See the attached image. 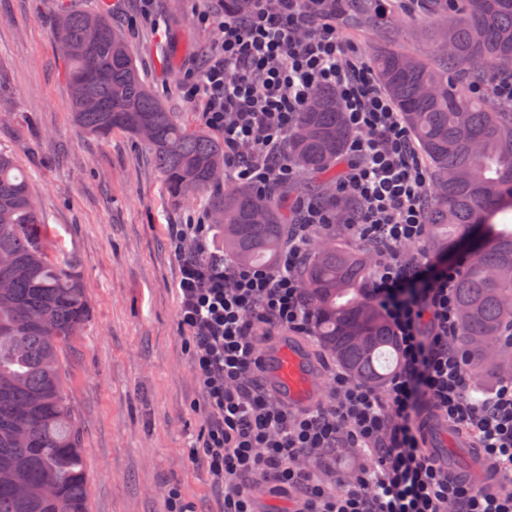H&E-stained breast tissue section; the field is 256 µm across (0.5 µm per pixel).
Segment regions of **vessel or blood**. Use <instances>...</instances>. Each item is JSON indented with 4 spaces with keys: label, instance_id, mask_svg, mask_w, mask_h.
I'll use <instances>...</instances> for the list:
<instances>
[{
    "label": "vessel or blood",
    "instance_id": "vessel-or-blood-1",
    "mask_svg": "<svg viewBox=\"0 0 512 512\" xmlns=\"http://www.w3.org/2000/svg\"><path fill=\"white\" fill-rule=\"evenodd\" d=\"M258 362L261 372L269 378L273 395L290 410L305 412L323 400L324 383L305 343L270 340L260 347ZM447 429V420L435 412L420 438L424 457L446 473L452 470L448 452L441 442Z\"/></svg>",
    "mask_w": 512,
    "mask_h": 512
}]
</instances>
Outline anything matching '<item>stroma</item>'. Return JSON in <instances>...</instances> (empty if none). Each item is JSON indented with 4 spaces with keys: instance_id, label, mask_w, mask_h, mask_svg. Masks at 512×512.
Instances as JSON below:
<instances>
[{
    "instance_id": "stroma-1",
    "label": "stroma",
    "mask_w": 512,
    "mask_h": 512,
    "mask_svg": "<svg viewBox=\"0 0 512 512\" xmlns=\"http://www.w3.org/2000/svg\"><path fill=\"white\" fill-rule=\"evenodd\" d=\"M0 0V150L29 178L48 253L75 267L90 316L65 356L66 393L88 472V512H166L178 489L191 512H223L224 490L186 450L204 432V397L177 318L175 224L210 211V193L175 201L139 138L101 137L73 120L60 16L101 10L124 26L143 80L176 119L204 129L203 100L187 101L184 74L201 67L216 30L201 13L219 0ZM375 450L347 449L330 469L299 457L316 481L373 466Z\"/></svg>"
}]
</instances>
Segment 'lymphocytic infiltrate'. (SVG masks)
<instances>
[{"mask_svg":"<svg viewBox=\"0 0 512 512\" xmlns=\"http://www.w3.org/2000/svg\"><path fill=\"white\" fill-rule=\"evenodd\" d=\"M341 2L254 0L243 16H201L220 37L205 65L186 72L182 90L188 100L204 98L203 120L223 138L225 183L264 192L297 178L283 146L314 93L335 89L353 131L337 162L338 189L357 204L354 234L376 252L366 298L394 330L402 361L389 384V410L342 372L330 379L334 404L300 414L256 382L259 327L312 330L295 269L330 224L328 212L313 201L296 205L275 268L205 253L212 228L201 218L171 237L181 264L179 322L208 421L201 446L188 455L204 457L222 485L224 512H264L261 484L289 499L291 512H444L450 504L457 512H512V494L450 482L420 454L419 416L430 403L475 430L480 452L512 481V382L478 401L469 393L472 367L453 344L462 264H431L424 248L429 173L372 68L338 34ZM342 432L353 447L378 448L381 472L338 478L333 490L293 467L300 455L334 447Z\"/></svg>","mask_w":512,"mask_h":512,"instance_id":"lymphocytic-infiltrate-1","label":"lymphocytic infiltrate"}]
</instances>
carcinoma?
<instances>
[{
  "label": "carcinoma",
  "instance_id": "carcinoma-1",
  "mask_svg": "<svg viewBox=\"0 0 512 512\" xmlns=\"http://www.w3.org/2000/svg\"><path fill=\"white\" fill-rule=\"evenodd\" d=\"M251 0H223L240 16ZM421 21L440 27L422 60L395 38L373 51V67L411 129L437 184L427 200L429 243L445 251L512 197V112L475 98L462 78L487 81L512 65V0H427ZM353 25L374 22L373 0H346ZM74 120L87 132L134 136L150 127L151 151L167 193L182 200L224 180V144L183 127L141 78L119 25L89 11L59 22ZM104 72L86 82L87 73ZM351 131L329 89L300 114L284 152L307 181L259 193L247 184L214 198L224 255L278 264L288 241L291 198L312 197L332 216L329 242L307 252L298 275L315 340L351 378L382 390L398 369L396 336L380 310L360 298L366 254L336 238L348 234L354 203L336 195V159ZM44 219L28 177L0 151V512H87L86 465L66 401L64 345L88 318L83 279L52 260ZM457 346L476 366L479 393L512 380V232L478 238V258L457 285Z\"/></svg>",
  "mask_w": 512,
  "mask_h": 512
}]
</instances>
